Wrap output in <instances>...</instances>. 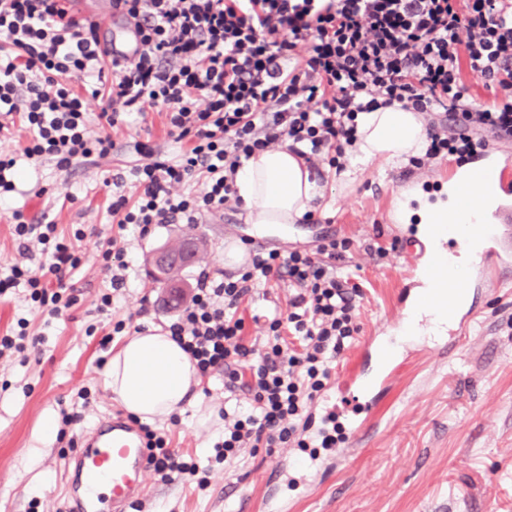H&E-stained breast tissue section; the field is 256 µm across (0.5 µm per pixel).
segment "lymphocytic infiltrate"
I'll list each match as a JSON object with an SVG mask.
<instances>
[{
    "label": "lymphocytic infiltrate",
    "instance_id": "f902f5d3",
    "mask_svg": "<svg viewBox=\"0 0 512 512\" xmlns=\"http://www.w3.org/2000/svg\"><path fill=\"white\" fill-rule=\"evenodd\" d=\"M68 0H0V113L20 117L30 133L27 157L55 160L58 169L112 153V138L92 120L115 125L121 112L165 113L168 135L189 142L173 161L131 170L135 199L123 183L112 193L120 230L139 237L154 226L197 223L236 199V177L256 152L287 145L299 157L339 164L355 138L359 113L400 104L432 113L426 158L465 162L492 140L512 137V0H112L134 22L140 49L128 62L108 60L98 25L70 14ZM307 53L294 60L298 43ZM498 92L488 106L467 104L462 70ZM95 77L106 93L83 96L73 77ZM22 253L39 245L38 269L13 266L0 296L27 289L57 316L75 297L81 264L54 224H35L13 211ZM347 240L321 237L315 249L288 254L254 250L239 277L201 272L187 307L168 320L173 340L198 372L220 370L228 391L250 403L224 414L216 457L241 448L305 447L300 426L325 389L360 327L358 284L339 276ZM111 275V306L132 265L126 244L101 245ZM281 281L294 288L287 311L266 317L263 352L245 338L240 304L253 288ZM153 470L161 481L197 474L148 431Z\"/></svg>",
    "mask_w": 512,
    "mask_h": 512
}]
</instances>
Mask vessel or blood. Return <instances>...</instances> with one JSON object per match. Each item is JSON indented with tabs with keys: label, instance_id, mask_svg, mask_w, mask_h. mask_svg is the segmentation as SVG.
<instances>
[{
	"label": "vessel or blood",
	"instance_id": "vessel-or-blood-1",
	"mask_svg": "<svg viewBox=\"0 0 512 512\" xmlns=\"http://www.w3.org/2000/svg\"><path fill=\"white\" fill-rule=\"evenodd\" d=\"M72 9L99 25L102 47L111 58L135 57L139 37L133 24H124L123 37L116 41L110 32L115 11L101 8L97 0H74ZM445 179L456 204L482 214L483 220L465 228L449 225L436 242L395 228V240L406 256L403 278L413 282L414 288L402 293L392 323L364 337L355 358L342 370L337 387L347 396L348 428L336 450L337 460H344L377 434L381 398L405 367L390 348L416 317L429 314L446 319L447 330L432 347L442 357L452 356L467 340L476 315L469 302L471 294L512 273V155L489 148L472 159L468 178H459L453 168ZM476 237L481 247L477 260L472 261L468 255ZM444 250L467 258L463 273L447 268L440 258ZM149 455L142 432L123 413L100 421L71 459L61 512H126L145 490L146 474L152 467Z\"/></svg>",
	"mask_w": 512,
	"mask_h": 512
}]
</instances>
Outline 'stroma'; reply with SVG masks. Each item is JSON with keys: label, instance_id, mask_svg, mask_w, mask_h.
<instances>
[{"label": "stroma", "instance_id": "stroma-1", "mask_svg": "<svg viewBox=\"0 0 512 512\" xmlns=\"http://www.w3.org/2000/svg\"><path fill=\"white\" fill-rule=\"evenodd\" d=\"M109 133L111 157L62 171L49 159L28 163L23 148L29 133L21 124L0 132V155L15 158L24 174L16 192L0 204V277L15 264L38 265L20 254L10 219L15 210L34 223L56 224L58 235L81 258L76 301L61 316L43 312L20 290L0 297V336L23 330L38 340L26 360L0 358V512H58L77 441L118 406L101 379L102 359L111 358L123 341L112 333L115 323L127 320L146 329L173 315L162 286L148 273L156 247L190 234L202 239V262L181 274L191 285L203 271L214 276L243 271L224 265L227 244L248 237L245 211L232 203L195 224H162L145 238L128 236L133 256L128 286L108 311H99L110 276L102 269L98 243L117 232L109 181L129 178L131 168L143 163L135 143L149 144L158 160L175 159L182 150L167 134L165 115L152 109L124 115ZM448 165L445 159L421 168L377 160L341 190L333 168L321 164L322 196L313 218L297 224L291 239H268L260 246L283 253L297 246L311 249L327 224L336 237L350 239L342 272L361 286L357 322L361 335H368L392 321L402 285L389 218L402 178L434 181ZM79 229L84 239L75 238ZM292 293L282 282L258 286L245 299L238 313L248 340L263 346L265 325L254 322L253 313L287 310ZM476 310L471 338L453 356L441 359L426 349L413 356L381 405L380 433L345 465L319 476L314 489L298 497L295 512H512V283L480 290ZM248 401L244 392L225 390L222 372L201 378L186 413L154 429L197 463L207 487H198V476L163 482L152 474L129 512H238L241 495L261 498L263 474L284 448H247L227 462L216 461L213 452L224 434V407ZM64 411L79 413V420L54 433L36 473L26 472L24 460L44 414Z\"/></svg>", "mask_w": 512, "mask_h": 512}]
</instances>
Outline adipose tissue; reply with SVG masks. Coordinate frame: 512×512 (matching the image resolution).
I'll return each instance as SVG.
<instances>
[{"mask_svg":"<svg viewBox=\"0 0 512 512\" xmlns=\"http://www.w3.org/2000/svg\"><path fill=\"white\" fill-rule=\"evenodd\" d=\"M357 137L339 186H347L372 161L405 162L420 156L427 144L418 113L397 104L361 113ZM236 187L249 231L258 235H287L289 225L313 211L318 195L304 161L285 147L253 156L239 170ZM102 377L113 398L149 424L183 414L190 390L199 383L194 361L158 327L130 337Z\"/></svg>","mask_w":512,"mask_h":512,"instance_id":"obj_1","label":"adipose tissue"}]
</instances>
